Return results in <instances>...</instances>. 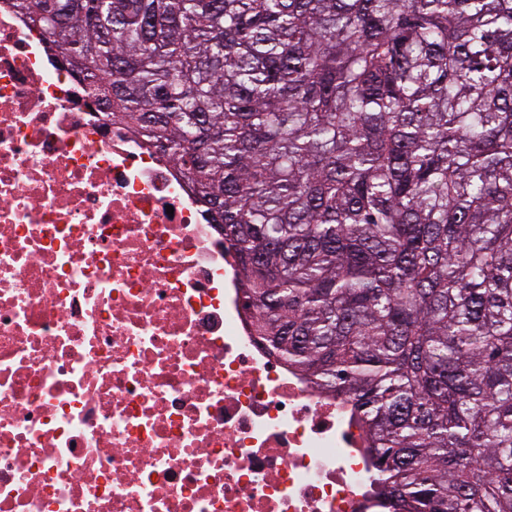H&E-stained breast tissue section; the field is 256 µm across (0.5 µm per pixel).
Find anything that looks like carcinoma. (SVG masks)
<instances>
[{
    "label": "carcinoma",
    "instance_id": "carcinoma-1",
    "mask_svg": "<svg viewBox=\"0 0 512 512\" xmlns=\"http://www.w3.org/2000/svg\"><path fill=\"white\" fill-rule=\"evenodd\" d=\"M224 226L397 512H512V0H14Z\"/></svg>",
    "mask_w": 512,
    "mask_h": 512
}]
</instances>
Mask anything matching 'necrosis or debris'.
<instances>
[{
	"label": "necrosis or debris",
	"instance_id": "4bbe7bcc",
	"mask_svg": "<svg viewBox=\"0 0 512 512\" xmlns=\"http://www.w3.org/2000/svg\"><path fill=\"white\" fill-rule=\"evenodd\" d=\"M0 0V512H393L224 231Z\"/></svg>",
	"mask_w": 512,
	"mask_h": 512
}]
</instances>
